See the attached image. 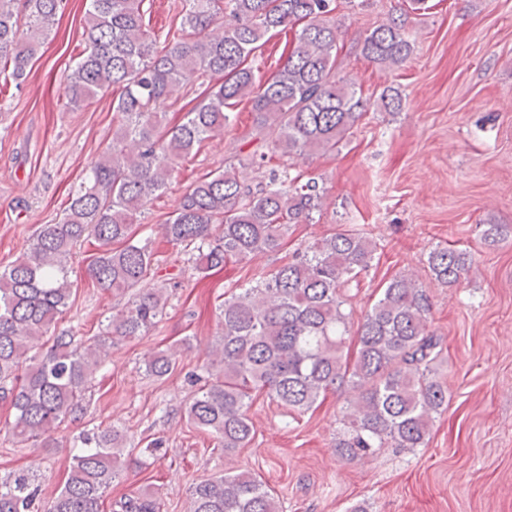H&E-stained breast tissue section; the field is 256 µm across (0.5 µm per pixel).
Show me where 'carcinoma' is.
<instances>
[{
	"mask_svg": "<svg viewBox=\"0 0 512 512\" xmlns=\"http://www.w3.org/2000/svg\"><path fill=\"white\" fill-rule=\"evenodd\" d=\"M61 0H0V71L15 85L50 37ZM87 47L63 76L67 104L79 108L112 90L118 125L112 142L63 215L43 224L22 256L0 270V399L15 410V442L54 447L51 429L83 410L112 336L135 338L155 327L167 303L166 283L153 271L148 244L135 242L142 207L168 189L175 168L201 144L224 134L229 109L245 101L254 114L249 160L269 166L254 186L232 166L190 184L163 224L166 238L189 254L206 277L258 252H276L292 227L308 224L323 206L313 178L291 176L293 160L335 151L373 105L392 115L403 97L393 87L376 100L339 74L335 0H185L162 45L145 23V0H86ZM428 9L407 0L404 16L366 30L361 54L387 69L409 59L405 17ZM294 31L285 59L268 77L256 52L278 33ZM198 82L196 103L173 126L166 109L183 85ZM277 164H272L273 158ZM512 238V225L485 224L489 246ZM92 239L98 253L87 266L91 281L116 296L132 293L112 313L106 337L91 344L56 331L73 293L67 263ZM377 244L353 227L332 230L288 263L239 289L219 305L222 336L207 364L209 380L185 408L187 421L215 436L224 452L248 447V415L255 394L300 415L320 396L346 388L347 411L336 452L361 461L378 448H423L436 415L448 409V385L435 374L440 337L428 330L431 303L411 276L394 275L351 331L349 286L375 259ZM439 284L461 283L472 255L452 246L428 254ZM52 340L37 361L30 343ZM355 354L344 353L348 339ZM177 369L168 348L144 361L146 375L164 379ZM127 436L107 427L84 438L72 456L64 487L39 507L35 476L0 477V512H101L120 472L145 461L126 447ZM112 512H161V499L142 487L114 502ZM189 512H281L279 498L250 473L224 472L197 482Z\"/></svg>",
	"mask_w": 512,
	"mask_h": 512,
	"instance_id": "obj_1",
	"label": "carcinoma"
}]
</instances>
